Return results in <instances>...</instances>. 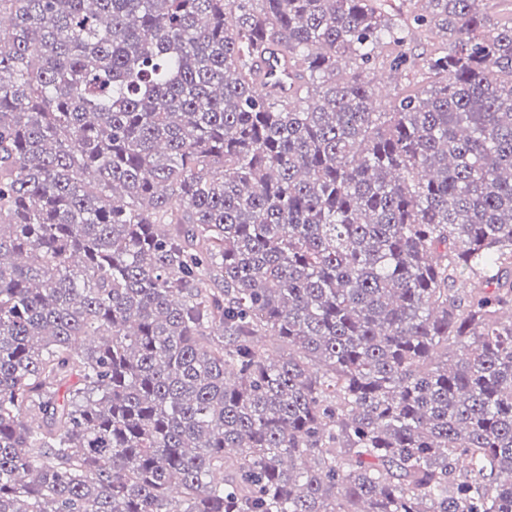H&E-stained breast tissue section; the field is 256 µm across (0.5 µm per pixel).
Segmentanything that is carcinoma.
<instances>
[{"instance_id":"cac0c4a2","label":"carcinoma","mask_w":512,"mask_h":512,"mask_svg":"<svg viewBox=\"0 0 512 512\" xmlns=\"http://www.w3.org/2000/svg\"><path fill=\"white\" fill-rule=\"evenodd\" d=\"M426 2L0 0V512H512V22ZM381 8L385 11L394 22L398 24H408L411 28V18L415 13L423 12L426 4L415 0H385L379 1ZM452 38L444 30L438 27H423L413 30L411 40L408 41L409 49L414 53H429L439 48H449ZM255 89L262 95L287 98L296 87V68L276 47H269L256 69ZM399 73L400 75L392 76V83L382 98H380L382 104L377 107V111L383 112L389 109V106L397 96H402L406 93H411L412 91H421L428 85L427 82L431 80L425 78L426 76L417 75L414 77L406 73L404 74V72L399 71Z\"/></svg>"}]
</instances>
